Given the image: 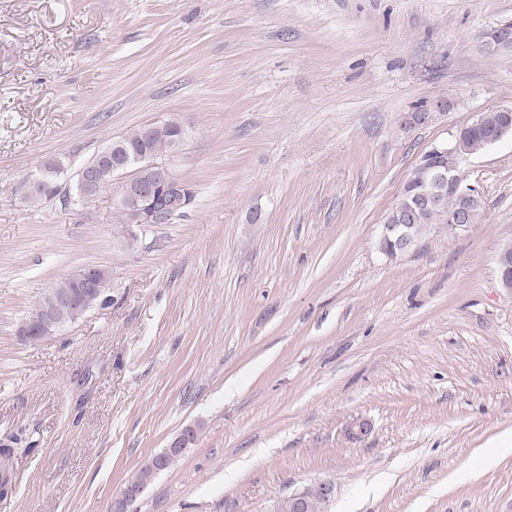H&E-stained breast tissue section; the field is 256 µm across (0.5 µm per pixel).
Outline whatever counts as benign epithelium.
<instances>
[{
    "mask_svg": "<svg viewBox=\"0 0 512 512\" xmlns=\"http://www.w3.org/2000/svg\"><path fill=\"white\" fill-rule=\"evenodd\" d=\"M499 114L498 129L489 137L490 143H495L512 131V109L492 108ZM486 112L474 113L472 119L459 127L451 135V139L436 143L428 150L429 155L448 156L451 163L445 167L432 166L421 168L419 179L421 187L415 193L418 206L431 207L440 202L437 187L446 183L448 190L459 198L461 205L452 215L455 223L467 226L469 207L482 202L480 188L467 182L460 170V165L467 155L458 149L466 132L472 128L484 125ZM112 162V172L122 176L129 168L135 169L133 177L121 182L115 196L116 206L126 208L131 212L130 223L138 225L168 224L182 213L191 203L184 195V184L176 177L170 166L158 160V157L148 152H123L122 138L115 137L111 144L100 154L99 158L84 165L77 173L75 190L79 198L89 199L106 187L100 179V163ZM64 168L50 170L43 167L37 173L28 177L26 187L29 191H37L49 185V181H57ZM380 236L391 241L394 245L393 256L404 253L409 248L407 229L403 224L381 225ZM497 267L502 288L512 289V246L500 251L497 257ZM72 277L77 286L84 289V294L93 297L103 295L101 267L88 265L72 271ZM193 427L184 428L164 449L168 454L177 449L184 453L192 448L196 439L192 435ZM149 472L148 480L136 486L123 487L119 497L112 504V512H129V505L137 501L144 490L161 470L160 455L152 456L145 464ZM333 493V486L327 481L309 485L302 490L290 494L276 503L271 512H320Z\"/></svg>",
    "mask_w": 512,
    "mask_h": 512,
    "instance_id": "obj_1",
    "label": "benign epithelium"
}]
</instances>
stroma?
I'll use <instances>...</instances> for the list:
<instances>
[{
	"instance_id": "stroma-1",
	"label": "stroma",
	"mask_w": 512,
	"mask_h": 512,
	"mask_svg": "<svg viewBox=\"0 0 512 512\" xmlns=\"http://www.w3.org/2000/svg\"><path fill=\"white\" fill-rule=\"evenodd\" d=\"M509 20L512 0H0V512H111L189 425L130 512H271L318 481L324 512H512V453L483 459L512 431V137L463 165L478 223L377 248L425 151L512 109V46H484ZM169 118L182 214L77 197L108 140ZM54 157L69 181L30 203ZM85 264L110 304L20 342ZM406 205V197L398 196L391 211L387 214L384 224L381 226L380 236L378 237L377 247L379 252L391 251L392 245L387 240L391 241L394 245L393 254L389 255L388 258L396 257L401 253H404L409 248L407 238V224H396V220L393 218L394 214L398 213ZM387 239V240H386Z\"/></svg>"
}]
</instances>
